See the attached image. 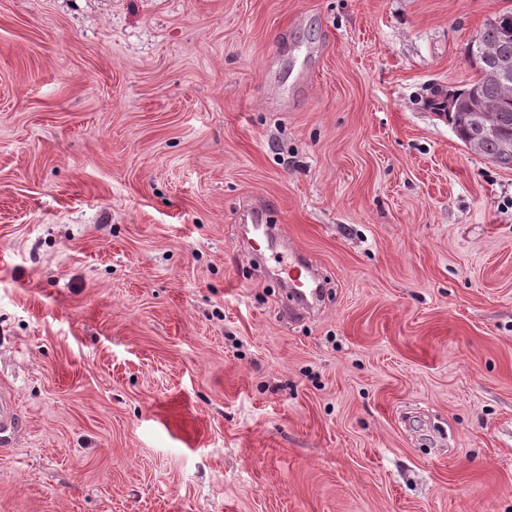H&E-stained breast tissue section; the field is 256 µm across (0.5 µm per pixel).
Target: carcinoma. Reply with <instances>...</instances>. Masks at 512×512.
Returning <instances> with one entry per match:
<instances>
[{"mask_svg":"<svg viewBox=\"0 0 512 512\" xmlns=\"http://www.w3.org/2000/svg\"><path fill=\"white\" fill-rule=\"evenodd\" d=\"M478 41L494 46L501 53L512 57V41L505 42L501 39L500 25L492 18L484 24ZM466 58L476 71L477 79L446 93L434 92L429 105L432 110L448 119V123L466 146L479 135L481 124L486 120L490 121L497 128V132L481 139L478 154L500 167L512 168V150L505 149V144L512 142V94L504 95L499 84L485 78L487 64L472 43L467 47Z\"/></svg>","mask_w":512,"mask_h":512,"instance_id":"carcinoma-1","label":"carcinoma"}]
</instances>
